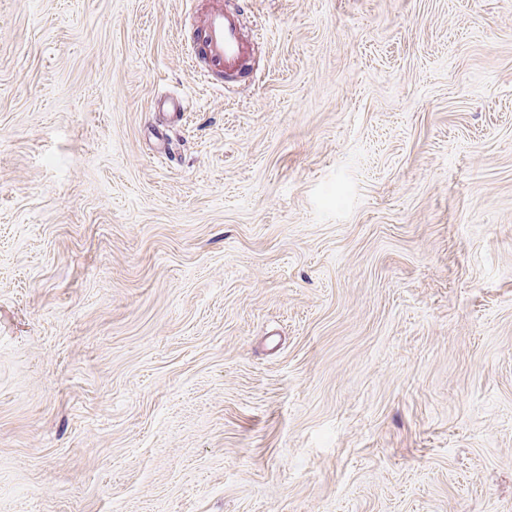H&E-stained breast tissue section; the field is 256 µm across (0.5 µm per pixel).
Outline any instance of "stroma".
Here are the masks:
<instances>
[{
    "label": "stroma",
    "mask_w": 512,
    "mask_h": 512,
    "mask_svg": "<svg viewBox=\"0 0 512 512\" xmlns=\"http://www.w3.org/2000/svg\"><path fill=\"white\" fill-rule=\"evenodd\" d=\"M226 2L0 0V512H512V0ZM254 52L245 35L240 15L221 4L209 8L198 30L194 55L208 70L227 79L239 77ZM187 110V99L183 95L168 93L158 97L155 112H162L167 117V124L163 127L174 123L181 112Z\"/></svg>",
    "instance_id": "stroma-1"
}]
</instances>
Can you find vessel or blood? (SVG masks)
Returning <instances> with one entry per match:
<instances>
[{
    "instance_id": "b4317fda",
    "label": "vessel or blood",
    "mask_w": 512,
    "mask_h": 512,
    "mask_svg": "<svg viewBox=\"0 0 512 512\" xmlns=\"http://www.w3.org/2000/svg\"><path fill=\"white\" fill-rule=\"evenodd\" d=\"M254 52L252 41L245 35L236 11L223 6L209 8L201 22L194 55L208 70L224 74L225 78L239 77ZM156 109L175 122L187 109L185 96L168 93L158 97Z\"/></svg>"
}]
</instances>
